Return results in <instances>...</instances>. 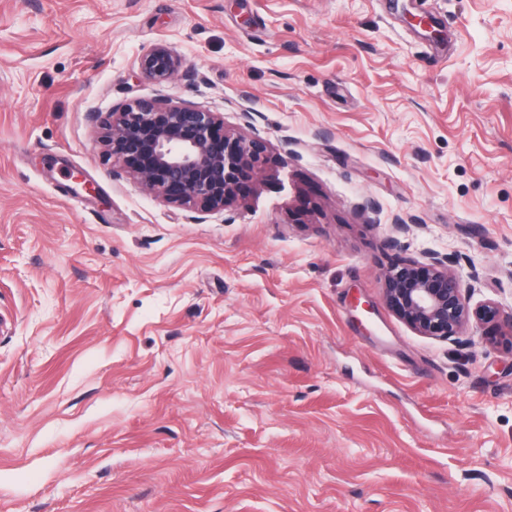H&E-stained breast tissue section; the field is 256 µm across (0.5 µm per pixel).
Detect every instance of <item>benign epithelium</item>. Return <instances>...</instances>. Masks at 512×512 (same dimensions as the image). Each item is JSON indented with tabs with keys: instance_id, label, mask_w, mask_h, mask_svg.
Segmentation results:
<instances>
[{
	"instance_id": "obj_1",
	"label": "benign epithelium",
	"mask_w": 512,
	"mask_h": 512,
	"mask_svg": "<svg viewBox=\"0 0 512 512\" xmlns=\"http://www.w3.org/2000/svg\"><path fill=\"white\" fill-rule=\"evenodd\" d=\"M140 73L164 84L189 69L166 44L157 43L141 57ZM100 143L108 158L157 197L194 209L201 220L234 201L268 152L260 139L226 132L217 113L163 98L112 108L102 122ZM381 284L387 308L420 336L454 341L471 322L501 316L494 302L470 307L463 280L433 254L391 266Z\"/></svg>"
}]
</instances>
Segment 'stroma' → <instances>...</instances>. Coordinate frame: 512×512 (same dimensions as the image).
I'll return each mask as SVG.
<instances>
[{
    "label": "stroma",
    "instance_id": "stroma-1",
    "mask_svg": "<svg viewBox=\"0 0 512 512\" xmlns=\"http://www.w3.org/2000/svg\"><path fill=\"white\" fill-rule=\"evenodd\" d=\"M158 96L266 142L237 204L105 158ZM429 253L512 312V0H0V512H512V328L383 301ZM142 77L155 84L168 83L189 73L185 62L164 43H157L140 59Z\"/></svg>",
    "mask_w": 512,
    "mask_h": 512
}]
</instances>
